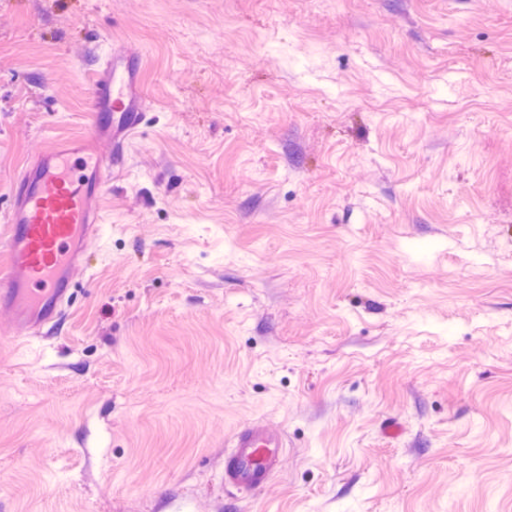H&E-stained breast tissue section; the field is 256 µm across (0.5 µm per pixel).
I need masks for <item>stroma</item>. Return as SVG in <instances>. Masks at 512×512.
Returning a JSON list of instances; mask_svg holds the SVG:
<instances>
[{
  "mask_svg": "<svg viewBox=\"0 0 512 512\" xmlns=\"http://www.w3.org/2000/svg\"><path fill=\"white\" fill-rule=\"evenodd\" d=\"M110 42L148 110L62 324L0 306V512H512V0H0V239ZM283 430H273L264 420L236 429L224 451V487L261 493L279 471L283 448H287Z\"/></svg>",
  "mask_w": 512,
  "mask_h": 512,
  "instance_id": "obj_1",
  "label": "stroma"
}]
</instances>
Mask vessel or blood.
<instances>
[{"label":"vessel or blood","instance_id":"vessel-or-blood-1","mask_svg":"<svg viewBox=\"0 0 512 512\" xmlns=\"http://www.w3.org/2000/svg\"><path fill=\"white\" fill-rule=\"evenodd\" d=\"M137 53L108 45L92 77V132L111 137L117 153L141 125L146 110ZM118 170L115 157L91 152L84 139L53 145L29 161L11 191L0 264V305L20 302V339L58 325L70 299V266L85 258L84 238L100 234L101 202ZM286 434L262 420L236 429L224 452V486L261 493L279 471Z\"/></svg>","mask_w":512,"mask_h":512}]
</instances>
